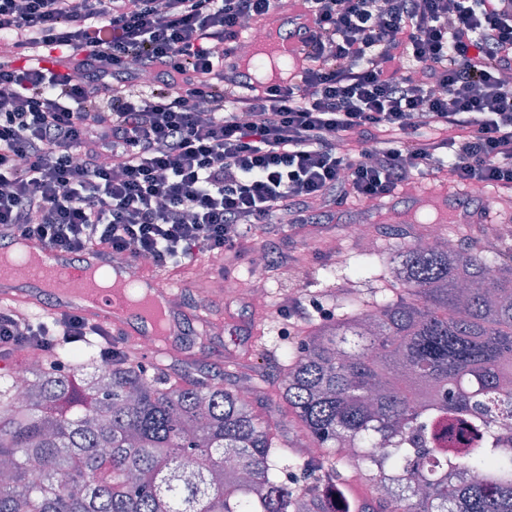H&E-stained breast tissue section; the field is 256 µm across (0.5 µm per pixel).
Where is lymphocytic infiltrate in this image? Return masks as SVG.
Here are the masks:
<instances>
[{
    "instance_id": "obj_1",
    "label": "lymphocytic infiltrate",
    "mask_w": 512,
    "mask_h": 512,
    "mask_svg": "<svg viewBox=\"0 0 512 512\" xmlns=\"http://www.w3.org/2000/svg\"><path fill=\"white\" fill-rule=\"evenodd\" d=\"M302 5L296 81L262 86L222 46L279 0H0V241L170 271L262 239L286 268L341 203L512 189V0ZM97 333L0 311V348Z\"/></svg>"
}]
</instances>
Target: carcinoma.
<instances>
[{"label":"carcinoma","mask_w":512,"mask_h":512,"mask_svg":"<svg viewBox=\"0 0 512 512\" xmlns=\"http://www.w3.org/2000/svg\"><path fill=\"white\" fill-rule=\"evenodd\" d=\"M348 269L390 287L275 345L277 396L319 457L235 387L122 358L89 380L100 343L58 336L26 403L0 368V512H512V434L450 459L432 430L455 417L493 434L512 416V248L414 239Z\"/></svg>","instance_id":"obj_1"}]
</instances>
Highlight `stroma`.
Masks as SVG:
<instances>
[{
    "instance_id": "obj_1",
    "label": "stroma",
    "mask_w": 512,
    "mask_h": 512,
    "mask_svg": "<svg viewBox=\"0 0 512 512\" xmlns=\"http://www.w3.org/2000/svg\"><path fill=\"white\" fill-rule=\"evenodd\" d=\"M425 184L447 191V204H440L436 199H423L420 190L416 189L398 193L379 211L366 210L363 204L350 201L336 208L332 223L306 225L294 240L295 247L304 253L302 264L285 270L269 267V296L266 300L257 301L250 296L249 262H241L233 269L238 288L228 297L219 293L215 286L201 282L195 266L182 267V305L186 313L184 336L179 348L170 353L166 371L216 378L228 387L237 383V374L241 371L263 377L265 393L257 401L258 410L283 423L284 434H291L288 418L272 391L277 381L274 364L254 353L257 337L266 336L272 344L297 342L301 327L289 324L281 310L282 303L291 295L302 297L307 318L325 320L335 316L336 309L327 293L331 287L343 285L344 278L339 275L330 282L323 279L322 270L328 267L329 256L315 252L314 247L317 240L332 238L348 255L358 254L362 245L345 235V223L371 224L380 248L385 252L406 241L409 233L418 232L420 220L451 224L458 199L470 195V188L450 182L444 172L426 179Z\"/></svg>"
}]
</instances>
